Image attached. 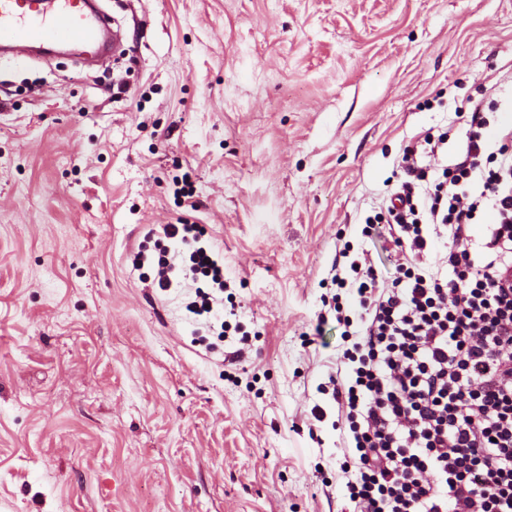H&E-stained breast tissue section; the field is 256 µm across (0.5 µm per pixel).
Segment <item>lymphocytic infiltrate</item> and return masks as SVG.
<instances>
[{"mask_svg":"<svg viewBox=\"0 0 512 512\" xmlns=\"http://www.w3.org/2000/svg\"><path fill=\"white\" fill-rule=\"evenodd\" d=\"M465 138L446 161V134L404 147L407 179L385 225L388 274L367 257L333 265L331 313L349 346L348 382L330 377L346 443L342 472L359 512H512V128L488 140L483 102L463 113ZM493 212L492 222L477 219ZM450 245V277L430 269L431 235ZM198 224L164 234L195 241L194 273L223 285Z\"/></svg>","mask_w":512,"mask_h":512,"instance_id":"1","label":"lymphocytic infiltrate"}]
</instances>
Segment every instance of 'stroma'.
I'll return each instance as SVG.
<instances>
[{
	"instance_id": "stroma-1",
	"label": "stroma",
	"mask_w": 512,
	"mask_h": 512,
	"mask_svg": "<svg viewBox=\"0 0 512 512\" xmlns=\"http://www.w3.org/2000/svg\"><path fill=\"white\" fill-rule=\"evenodd\" d=\"M102 4L125 84L0 62V512H353L318 391L342 368L340 329L314 333L331 266L347 243L388 266L362 229L409 142L456 154L487 93L512 121V0ZM164 224L220 254L211 313Z\"/></svg>"
}]
</instances>
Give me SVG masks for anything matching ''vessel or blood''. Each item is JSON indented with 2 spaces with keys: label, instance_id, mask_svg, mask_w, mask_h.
<instances>
[{
  "label": "vessel or blood",
  "instance_id": "vessel-or-blood-1",
  "mask_svg": "<svg viewBox=\"0 0 512 512\" xmlns=\"http://www.w3.org/2000/svg\"><path fill=\"white\" fill-rule=\"evenodd\" d=\"M97 0H0V59L23 61L33 54L75 49L107 60L112 29Z\"/></svg>",
  "mask_w": 512,
  "mask_h": 512
}]
</instances>
